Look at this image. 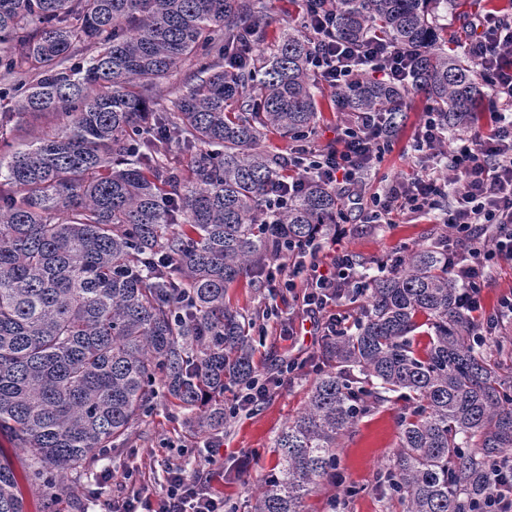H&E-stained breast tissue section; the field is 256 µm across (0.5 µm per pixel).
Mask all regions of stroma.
Wrapping results in <instances>:
<instances>
[{
  "label": "stroma",
  "instance_id": "1",
  "mask_svg": "<svg viewBox=\"0 0 512 512\" xmlns=\"http://www.w3.org/2000/svg\"><path fill=\"white\" fill-rule=\"evenodd\" d=\"M270 25L261 44L270 50L281 28L303 25L302 0H263ZM427 103L424 95L412 94L405 118L393 134V148L371 171L368 192L412 173L413 162L406 152ZM350 234L340 249L357 256L371 276H378L379 264L403 248H428L445 235V226L433 218L397 217L392 224H366L358 212L347 214ZM303 348L308 358L305 371L284 382L252 417L231 419L223 431L229 448L213 466L212 486L224 497L232 512H250L251 489L273 469L278 457L274 440L278 433L303 408L319 375L323 342L317 336H305ZM402 401L394 399L376 406L345 436L341 437L336 470L355 486L356 494L348 496L343 487L324 481L306 502L308 512H330L333 500H340V512H401L396 501L384 493L377 476L386 471L398 443V415ZM205 433L190 431L182 414L173 407L166 393H159L151 413L124 443L98 451L96 460L87 468H76L65 475L69 486L83 506L84 512H107L126 469L141 467L146 479L162 486L168 468H180L192 475L201 470L207 451Z\"/></svg>",
  "mask_w": 512,
  "mask_h": 512
}]
</instances>
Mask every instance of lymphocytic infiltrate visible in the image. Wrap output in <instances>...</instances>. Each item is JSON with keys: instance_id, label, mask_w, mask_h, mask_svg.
Segmentation results:
<instances>
[{"instance_id": "f902f5d3", "label": "lymphocytic infiltrate", "mask_w": 512, "mask_h": 512, "mask_svg": "<svg viewBox=\"0 0 512 512\" xmlns=\"http://www.w3.org/2000/svg\"><path fill=\"white\" fill-rule=\"evenodd\" d=\"M335 0H315L304 27L314 47L311 72L330 89L348 86L359 73L380 76L383 83L407 84L411 52L381 38L349 44L332 35ZM482 81L491 91L487 123L465 137L449 138L441 117L428 108L412 142L419 169L381 191H366L372 168L382 162L391 145L389 112H356L338 127L333 141L312 148V160L296 174L279 181L272 203L285 209L317 178L337 187L348 204L368 211L370 222L388 223L390 215H439L448 227V270L460 286L458 306L475 314L484 335L493 336L512 321V293L502 295L494 313L483 311L482 293L493 284L494 270L512 264V20L488 12L473 19L466 44ZM345 226L316 239L297 261L269 266L270 292L291 295L301 303L300 319L311 333L328 337L347 334L346 318L333 313L336 302L350 293H364L369 280L358 270L352 254L338 249ZM292 358L276 377L253 378L246 384L232 415L250 413L279 388L285 378L305 368ZM493 492L472 512H512V454L494 460ZM204 473L186 475L168 469L162 489H155L133 473H125L112 512H225Z\"/></svg>"}]
</instances>
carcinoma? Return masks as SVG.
Returning a JSON list of instances; mask_svg holds the SVG:
<instances>
[{"mask_svg": "<svg viewBox=\"0 0 512 512\" xmlns=\"http://www.w3.org/2000/svg\"><path fill=\"white\" fill-rule=\"evenodd\" d=\"M448 2L337 0L338 40L377 33L415 63L410 87L362 74L335 92L336 107L400 117L412 89L449 130L472 123L484 90L474 65L448 55L437 23ZM267 26L259 0H0V75L12 92L0 95L11 103L0 129L53 118L0 150V438L30 454L46 509L69 492L44 475L128 439L159 386L187 423L223 428L224 392L254 374L229 287L338 219L336 190L318 180L268 212L288 157L262 140L304 144L319 86L311 39L293 27L270 53L224 63ZM80 46L90 54L78 59ZM186 61L195 80L170 107L150 102ZM174 144L190 155L184 170L169 159ZM458 288L446 240L405 250L373 280L355 330L325 342L326 369L277 435L279 469L251 512H304L317 481L336 479L337 441L392 394L405 406L384 479L402 512H467L491 493L489 463L512 453V382L490 343H475ZM421 316L433 330L422 353ZM0 512H28L2 455Z\"/></svg>", "mask_w": 512, "mask_h": 512, "instance_id": "obj_1", "label": "carcinoma"}]
</instances>
